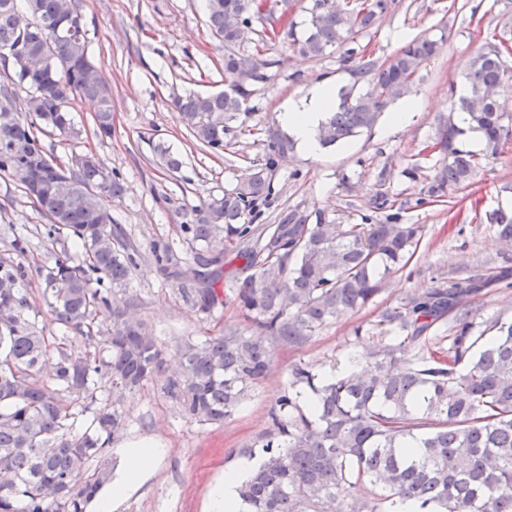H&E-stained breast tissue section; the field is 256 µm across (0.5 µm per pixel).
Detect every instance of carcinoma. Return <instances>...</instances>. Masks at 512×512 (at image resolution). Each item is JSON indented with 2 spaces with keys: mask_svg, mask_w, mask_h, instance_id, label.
<instances>
[{
  "mask_svg": "<svg viewBox=\"0 0 512 512\" xmlns=\"http://www.w3.org/2000/svg\"><path fill=\"white\" fill-rule=\"evenodd\" d=\"M393 4L364 0L341 9L337 0H305V32L297 34L291 20L282 34L300 53L319 58L369 31ZM206 13L212 36L224 45V91L177 96L174 105L198 143L222 152L254 85L265 80L256 69L272 61L243 50L240 31L255 19L253 0H206ZM511 36L505 24L501 39L478 51L466 76L468 94L456 103L484 135L485 154L456 147L465 130L440 123L443 167L426 190L433 203L470 183L512 140V117L490 98L512 81L504 54ZM444 37H415L381 63L359 57L354 72L367 78L368 89L339 91L319 130L321 145L339 146L371 130L410 92ZM30 52L46 55L45 66L29 70L15 59ZM0 65V174L29 166L22 185L28 199L36 186L60 182L48 209L37 211L48 220V237H72L80 251L55 257L37 274L50 321L88 343L76 352L66 336H49L29 318L25 247L15 239L13 255L0 256V512H88L110 480L111 445L126 425L121 397L159 375L162 358L133 302L113 291L137 266L122 225L103 204L122 195L123 184L97 160L56 172L41 166L40 134L78 137L71 112L79 96L97 102V132L111 135L112 91L89 57L74 0H25L22 11L17 0H0ZM18 88L26 89L21 103ZM266 142L263 166L223 197L181 212L180 231L195 244L191 258L161 239L149 247L158 275L200 312L209 316L224 304L216 285L227 281L249 323L180 348L178 371L164 389L198 423L223 424L262 384L277 347H301L372 301L422 238L421 225L399 224L396 216L381 224H327L318 213L312 224L295 206L272 224L255 223L257 207L271 196L277 161L295 146L274 126ZM154 153L168 170L181 168L164 144H155ZM493 221L499 238L511 243L512 213L499 210ZM227 253L242 260L229 276ZM481 287L465 278L386 309L377 341L356 358L357 371L325 376L294 364L269 409L270 430L245 450L260 464L239 488L244 512H405L408 504L413 512H512V317L479 324L458 310ZM103 309L107 324L97 322ZM450 315L448 351L411 358ZM76 406L92 411L82 429Z\"/></svg>",
  "mask_w": 512,
  "mask_h": 512,
  "instance_id": "1",
  "label": "carcinoma"
}]
</instances>
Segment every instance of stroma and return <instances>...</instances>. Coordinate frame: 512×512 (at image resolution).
I'll use <instances>...</instances> for the list:
<instances>
[{"label": "stroma", "instance_id": "1", "mask_svg": "<svg viewBox=\"0 0 512 512\" xmlns=\"http://www.w3.org/2000/svg\"><path fill=\"white\" fill-rule=\"evenodd\" d=\"M76 5L91 59L112 90V134H97L95 105L83 99L72 112L80 138L55 132L44 136L43 145L63 164L72 155L92 154L123 182V195L105 200L139 254L122 295L137 300L136 312L151 325L164 359L163 376L124 396L126 427L113 447L148 442L165 455L115 512H208L211 487L239 465L244 446L268 429V410L286 385L291 365L300 360L326 375L343 371L352 355L366 352V338L386 306L481 276L491 283L466 297V307L482 320L512 317V244L500 243L496 226L487 219L496 209L512 210V142L467 187L452 192L449 203L423 200L442 166L433 145L440 121L456 110L451 91L465 87L472 57L498 41L503 18L512 15V0H396L392 12L356 38L354 48L383 61L407 40L445 29L446 44L423 65L410 92L423 102V111L398 129L389 128L388 115H381L371 131L315 156L291 153L272 176L274 191L260 204L258 221L272 223L281 208L295 205L322 214L329 224L394 215L401 223L423 225L422 240L412 259L385 277L382 291L365 308L340 317L303 347L276 348L266 379L223 425L187 420L164 392L179 347L225 326H243L244 320L229 301L214 318H206L175 286L160 283L149 260L151 241L170 239L189 251L178 229L182 209L222 196L249 169L264 164L265 129L278 125L288 102L310 98L324 84L363 91L367 83L344 62L343 50L305 57L286 39L270 41L267 21H254L245 49L262 50L273 65L245 102L230 145L215 153L195 141L173 106L174 96L224 88V48L208 32L205 0H76ZM158 141L180 156L179 171L159 165L153 152ZM380 192L387 205L376 210L371 203ZM43 222L20 184L0 175V255L10 252L15 238L24 239L23 262L33 269L24 283L31 318L52 334L57 327L40 299L34 269L52 264L60 251L74 245L66 238L47 240Z\"/></svg>", "mask_w": 512, "mask_h": 512}]
</instances>
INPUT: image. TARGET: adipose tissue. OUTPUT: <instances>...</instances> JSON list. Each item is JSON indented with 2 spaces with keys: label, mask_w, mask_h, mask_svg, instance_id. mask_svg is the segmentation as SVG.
Listing matches in <instances>:
<instances>
[{
  "label": "adipose tissue",
  "mask_w": 512,
  "mask_h": 512,
  "mask_svg": "<svg viewBox=\"0 0 512 512\" xmlns=\"http://www.w3.org/2000/svg\"><path fill=\"white\" fill-rule=\"evenodd\" d=\"M335 105V88L322 85L308 101L289 104L280 113L279 120L303 153L315 155L322 149L318 130ZM161 455V449L150 444H133L124 448L123 468L98 499L96 512H113L115 505L137 488L152 471ZM255 466V460L242 461L236 470L215 485L209 496L208 512H241L243 504L237 488Z\"/></svg>",
  "instance_id": "1"
}]
</instances>
